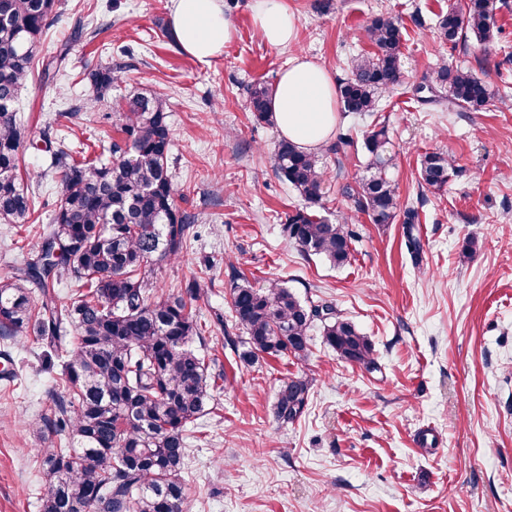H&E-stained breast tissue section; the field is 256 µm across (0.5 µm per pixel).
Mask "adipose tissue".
Segmentation results:
<instances>
[{
  "label": "adipose tissue",
  "instance_id": "ef3b65f1",
  "mask_svg": "<svg viewBox=\"0 0 512 512\" xmlns=\"http://www.w3.org/2000/svg\"><path fill=\"white\" fill-rule=\"evenodd\" d=\"M253 21L267 44L287 45L297 33L288 0H252ZM170 31L187 55L207 64L223 55L235 34L224 0H171ZM279 134L308 152L319 150L336 127V82L307 57H293L270 100Z\"/></svg>",
  "mask_w": 512,
  "mask_h": 512
}]
</instances>
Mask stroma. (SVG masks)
<instances>
[{
  "label": "stroma",
  "mask_w": 512,
  "mask_h": 512,
  "mask_svg": "<svg viewBox=\"0 0 512 512\" xmlns=\"http://www.w3.org/2000/svg\"><path fill=\"white\" fill-rule=\"evenodd\" d=\"M462 2L289 0L297 36L274 48L253 24L251 0H224L235 36L204 65L174 43L169 0H56L19 95L27 133L67 139L92 158L119 138L113 111L122 96L167 102L176 206L196 221L180 258L156 267L150 293L204 279L193 347L224 375L188 427L189 512H512V0H502L493 44L451 45L439 20ZM378 17L401 26L403 82L383 94L378 112L340 115L336 126L358 141L374 125L388 127L389 174L401 209L416 219L376 224L356 212L342 188L365 176L363 153L324 152L318 212L351 217L356 233L350 263L337 268L283 234L305 202L276 177L279 134L254 120L248 90L275 85L296 55L346 79L349 59L372 51L366 29ZM108 60L124 69L111 96L91 104L85 73ZM444 64L485 82L490 103L448 112L421 101L417 86ZM430 151L450 154L457 168L440 191L418 181ZM57 199V183L45 180L29 223L0 219V277L33 259ZM410 233L420 255L406 247ZM236 278L279 279L300 298L332 302L370 338L376 368L341 361L318 336L308 360L237 364L228 340L238 332L225 328ZM294 375L311 378L309 404L283 425L274 397ZM59 384L33 334L0 336V512H38L42 451L61 435L28 425L51 415Z\"/></svg>",
  "instance_id": "obj_1"
}]
</instances>
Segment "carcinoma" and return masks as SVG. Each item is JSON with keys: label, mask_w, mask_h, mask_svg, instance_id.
<instances>
[{"label": "carcinoma", "mask_w": 512, "mask_h": 512, "mask_svg": "<svg viewBox=\"0 0 512 512\" xmlns=\"http://www.w3.org/2000/svg\"><path fill=\"white\" fill-rule=\"evenodd\" d=\"M55 0H0V217L25 224L34 209L40 180L59 178L60 198L50 231L36 242V259L24 275L0 278V334L31 332L57 359L66 388L54 394V415L31 424L42 432L67 433L57 448L42 451L45 485L40 512H188L182 472L187 428L217 389L204 357L192 348L201 336L192 303L201 293L195 280L178 295L154 299L148 288L153 266L172 260L187 246L192 225L179 213L169 170L172 146L163 99L134 93L117 109L122 139L109 156L78 161L74 147L34 142L17 119L16 103L32 74L33 60L50 24ZM495 0H465L439 23L440 34L456 43L467 31L481 42L501 32ZM374 51L348 61L349 75L337 95L341 111L371 115L378 94L401 83L402 31L397 21L375 19L366 29ZM122 66L99 63L89 69L92 101L112 90ZM448 110L479 109L490 98L488 86L471 72L446 65L435 69L417 92ZM271 92L252 85L249 108L269 121ZM50 154L39 181L25 182L19 163L27 147ZM391 139L386 126L363 138L370 175L346 189L357 212L375 224H389L398 202L388 170ZM275 174L293 186L306 206L288 215L282 230L307 255L335 267L351 260L354 232L344 219L327 223L316 211L325 170L318 156L286 139L273 154ZM456 171L451 157L427 152L420 159L421 184L436 191ZM67 278L84 291L70 305L60 301L54 283ZM39 284L32 299L23 283ZM232 325L244 333L240 362L259 364L264 355L304 360L311 332L321 325L324 345L349 363L375 368L374 349L332 304L302 300L284 284L231 288ZM312 381L290 377L275 393L277 420L293 423L306 411Z\"/></svg>", "instance_id": "cac0c4a2"}]
</instances>
